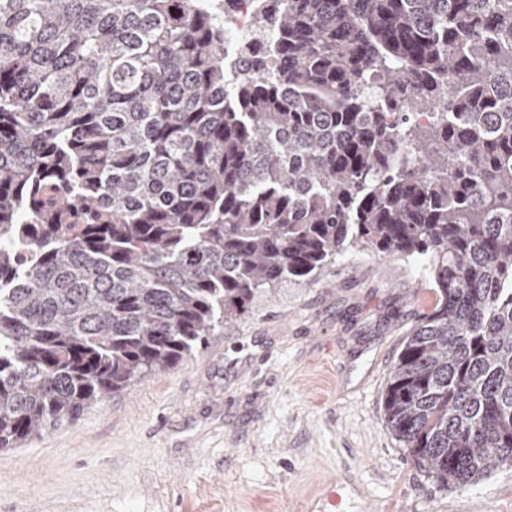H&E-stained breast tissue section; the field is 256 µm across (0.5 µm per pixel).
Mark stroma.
<instances>
[{"mask_svg":"<svg viewBox=\"0 0 512 512\" xmlns=\"http://www.w3.org/2000/svg\"><path fill=\"white\" fill-rule=\"evenodd\" d=\"M430 286L426 258L350 249L263 290L178 365L0 450V512H512V468L444 490L386 427Z\"/></svg>","mask_w":512,"mask_h":512,"instance_id":"obj_1","label":"stroma"}]
</instances>
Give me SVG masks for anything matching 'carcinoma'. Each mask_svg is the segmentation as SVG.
I'll list each match as a JSON object with an SVG mask.
<instances>
[{"label":"carcinoma","mask_w":512,"mask_h":512,"mask_svg":"<svg viewBox=\"0 0 512 512\" xmlns=\"http://www.w3.org/2000/svg\"><path fill=\"white\" fill-rule=\"evenodd\" d=\"M230 2L0 0V449L360 247L434 284L388 429L512 467V0H262L244 80Z\"/></svg>","instance_id":"1"}]
</instances>
